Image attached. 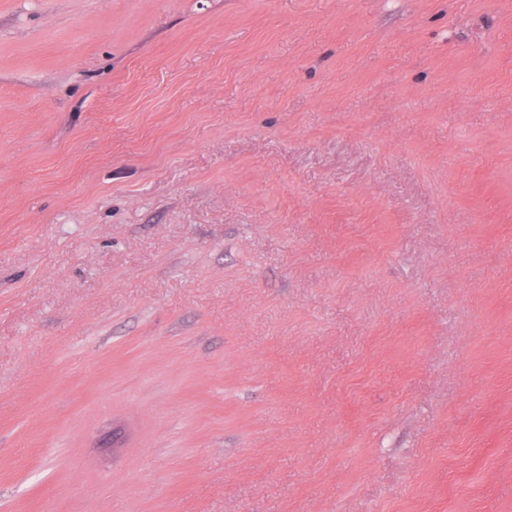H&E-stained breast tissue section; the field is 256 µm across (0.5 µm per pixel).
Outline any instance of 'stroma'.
Returning a JSON list of instances; mask_svg holds the SVG:
<instances>
[{
  "label": "stroma",
  "mask_w": 512,
  "mask_h": 512,
  "mask_svg": "<svg viewBox=\"0 0 512 512\" xmlns=\"http://www.w3.org/2000/svg\"><path fill=\"white\" fill-rule=\"evenodd\" d=\"M0 512H512V0H0Z\"/></svg>",
  "instance_id": "35a3bbf8"
}]
</instances>
